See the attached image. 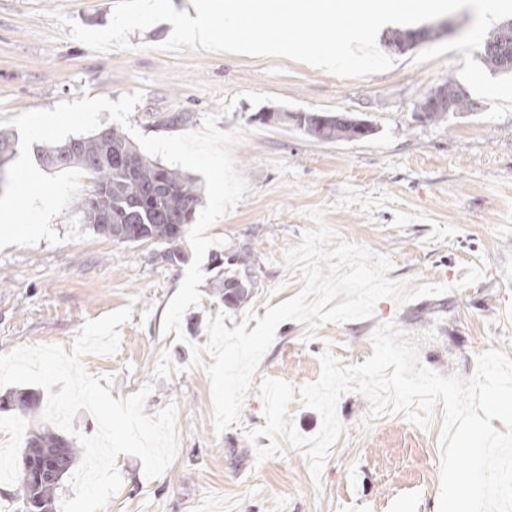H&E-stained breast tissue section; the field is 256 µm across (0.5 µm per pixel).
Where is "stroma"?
<instances>
[{
  "mask_svg": "<svg viewBox=\"0 0 512 512\" xmlns=\"http://www.w3.org/2000/svg\"><path fill=\"white\" fill-rule=\"evenodd\" d=\"M114 0H0V134L19 142L8 119L31 108H53L83 96L120 95L144 89L129 121L146 135H176L199 129L205 113L217 111L220 90L238 95L218 127L247 129L232 149L250 185L244 200L210 230L226 238V251L252 258L239 270L251 283L249 304L257 315L301 288L282 263L310 222L303 210L334 202L345 185L394 196L388 209L367 218L359 206L337 210L326 221L343 239L386 254L389 279L417 278L451 286L464 264L485 262L484 281L440 297L405 305L380 299L373 318L325 324L316 340H302L303 327L286 321L264 355L254 381L275 377L299 386L316 380L325 343L341 364L372 354L378 324L393 321L419 336L421 362L442 374L470 376L479 353L502 349L512 356V113L483 120L489 101L475 99L468 112L433 122L419 119L423 99L458 80L463 55L452 50L428 61L417 51L451 41L473 23L464 8L448 17L452 28L433 34L417 49L395 54L394 66L362 78H339L286 58L159 52L170 23L159 22L129 36L128 52L98 54L52 20L63 12L82 26L101 29ZM292 100L296 112H342L369 121L371 136L320 141L293 124L261 122L274 102L251 104L246 92ZM87 240L0 250V354L16 347L54 343L72 348L87 320L133 305L120 328L112 356H86L83 368L111 376V395L127 397L146 384L154 391L145 406L153 415L177 406L181 432L176 459L160 477L146 479L140 459L119 455L123 483L103 512H437L440 473L438 436L442 419L417 428L399 416L363 428L367 400L350 392L338 403L345 427L314 486L299 452L256 462L244 432L264 425L257 389L247 393L240 426L215 434L211 392L203 369L189 368V342L206 343V318L224 310L219 274L204 260L202 304L182 320L186 343L162 333V318L184 277L185 264L165 261L164 244H127L93 232ZM277 295H270V288ZM435 339H426L428 331ZM180 374L155 379L161 349Z\"/></svg>",
  "mask_w": 512,
  "mask_h": 512,
  "instance_id": "1",
  "label": "stroma"
}]
</instances>
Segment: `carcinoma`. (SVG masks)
<instances>
[{"label": "carcinoma", "instance_id": "cac0c4a2", "mask_svg": "<svg viewBox=\"0 0 512 512\" xmlns=\"http://www.w3.org/2000/svg\"><path fill=\"white\" fill-rule=\"evenodd\" d=\"M502 35L497 31L484 43L483 62L494 72L501 71L495 44ZM448 94V100L455 105V111L467 112L471 104L467 96L453 82L442 87ZM278 122L291 121L297 129L306 135L322 141H340L353 139L355 129L353 117L330 112H280L275 117ZM112 144V153L128 156L135 164L134 172L129 174L120 167L100 164L97 159L104 148V141L97 134L70 139L75 152L65 164L55 165L52 160L59 152V146L43 147L36 150L38 160L48 168H78L91 180L90 192L96 193L95 199L102 213L112 217L110 224H95L93 229L110 236L112 225L125 226L128 244L153 241L176 248L174 263L185 259V254L177 249L180 239L186 235L188 224L192 223L196 207L200 201V189L196 183L178 169L169 168L154 162L131 142L124 134L112 130L108 132ZM164 184L165 191L158 192V184ZM216 267L224 268V306L239 307L247 302L250 286L236 277L232 268L250 264V255L233 252L225 257L215 256ZM39 399L33 393H20L0 398V409L14 410L23 416L34 411ZM25 447L38 448L47 455L64 451L63 469L68 472L81 454V448L75 441L62 436L48 425H36L26 438ZM61 483H46L35 486L28 483L23 475H17L14 498L21 503L30 497H37L44 503L47 512H56V500Z\"/></svg>", "mask_w": 512, "mask_h": 512}]
</instances>
